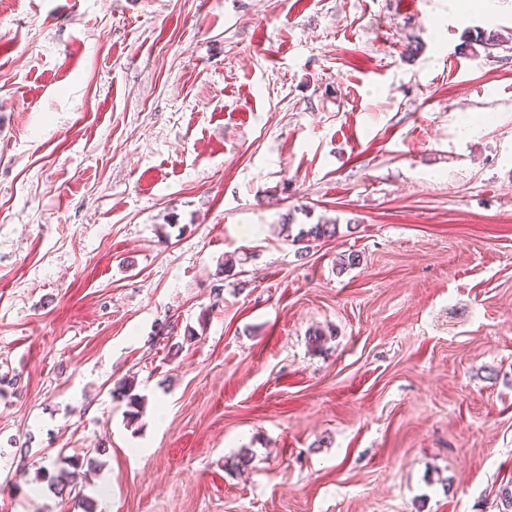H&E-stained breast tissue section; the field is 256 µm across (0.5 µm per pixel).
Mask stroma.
Returning a JSON list of instances; mask_svg holds the SVG:
<instances>
[{
    "instance_id": "35a3bbf8",
    "label": "stroma",
    "mask_w": 512,
    "mask_h": 512,
    "mask_svg": "<svg viewBox=\"0 0 512 512\" xmlns=\"http://www.w3.org/2000/svg\"><path fill=\"white\" fill-rule=\"evenodd\" d=\"M3 375L0 512H501L512 0H0ZM133 382L120 381L117 383L114 390H112V396L116 399L127 400V406L129 410L126 411L128 421L132 422L137 420L143 409V398L138 394H132ZM46 467L40 466L37 473H44L45 478L50 483L49 486L55 493L63 495L67 493V497H70L72 492L76 491V486L71 481V472L65 466H61L53 474L47 471Z\"/></svg>"
}]
</instances>
